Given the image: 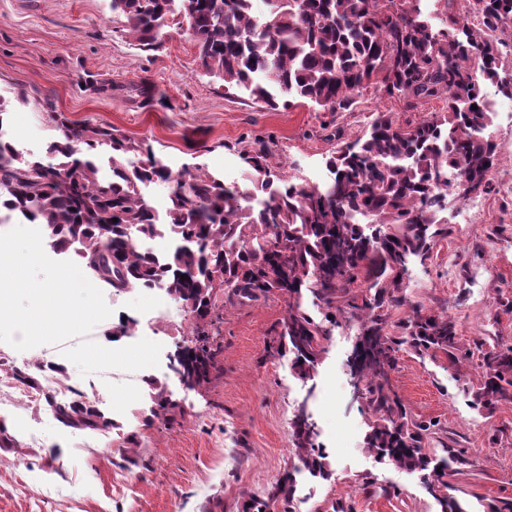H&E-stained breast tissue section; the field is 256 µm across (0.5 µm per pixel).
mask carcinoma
<instances>
[{"label":"carcinoma","mask_w":512,"mask_h":512,"mask_svg":"<svg viewBox=\"0 0 512 512\" xmlns=\"http://www.w3.org/2000/svg\"><path fill=\"white\" fill-rule=\"evenodd\" d=\"M110 2L112 15L141 49H156L164 28L184 27L205 75L270 109L306 103L344 112L368 86L413 104L444 101L442 111L409 127L379 113L327 160L333 179L320 188L295 182L272 165L264 143L240 149L249 178L228 185L200 167L175 173L149 144L108 124L75 123L62 112L52 113L59 135L44 154H24L4 138L7 109L0 99V212L41 225L46 244L73 252L100 288L161 286L189 306L193 347L175 350L170 371L194 388L210 384L217 370L222 297L287 298L274 342L278 352L294 354L302 378L329 336L303 309L304 295L338 314L355 312L359 339L372 345L355 364L372 417L365 447L400 469L422 473L440 512H470L448 492L447 480L466 460L451 448L443 461L433 459L425 450L431 424L417 419L382 380L402 345L442 354L452 365L469 356L451 318L409 306L404 275L409 259L430 258L436 238L448 235L439 219L448 195L463 198L472 184L488 187L497 161V144L488 134L490 96L512 99V74L503 69L508 43L501 38L512 0H466L472 26L457 0H438V28L423 0H262L266 10L259 16L254 0ZM259 170L262 179L250 178ZM157 183L173 185L161 213L145 197ZM370 218L374 223L361 225ZM138 237H169L175 246L159 255L138 247ZM406 306L410 313L395 336L389 319ZM481 368L472 405L492 410L511 403L512 346L484 354ZM147 384L153 402L147 421L162 420L171 408L167 385L153 378ZM45 398L67 427L97 432L113 426L91 401ZM292 429L300 465L266 498L251 499L249 512L292 501L297 473L330 477L315 427L296 415Z\"/></svg>","instance_id":"obj_1"}]
</instances>
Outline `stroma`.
Masks as SVG:
<instances>
[{
    "mask_svg": "<svg viewBox=\"0 0 512 512\" xmlns=\"http://www.w3.org/2000/svg\"><path fill=\"white\" fill-rule=\"evenodd\" d=\"M0 99L8 110L1 128L21 152H44L53 107L150 144L173 169L199 165L229 184L243 179L238 148L257 141L285 174L324 184L327 159L377 113L405 125L442 107L436 99L410 109L370 87L350 112L272 110L240 92L228 96L202 73L187 33L168 28L160 47L142 50L110 0H0ZM493 132L489 190L451 199L447 237L428 260L411 259L404 276L411 302L446 311L471 355L453 366L404 347L388 375L414 414L437 421L430 447L469 459L450 482L471 512L512 499V403L478 411L464 393L480 381L483 352L512 345V118L498 114ZM0 248L11 255L0 269V395L26 378L41 390L24 406L0 405L15 440L0 447V512H243L296 464L291 422L301 405L333 475L305 480L303 497L287 508L275 503L274 512H335L340 501L354 512H440L418 474L364 446L370 418L348 368L357 320L331 329L302 379L291 356L269 347L288 311L283 298L226 305L221 371L190 389L166 376L191 317L164 290L115 293L86 283L74 253L54 252L40 226L20 219L0 224ZM70 274L64 303L74 319L38 294ZM124 316L136 326L116 348L111 332ZM150 377L168 380L175 406L167 420H145ZM61 387L94 401L112 428L88 434L61 425L45 401ZM129 448L139 450L137 463L126 460Z\"/></svg>",
    "mask_w": 512,
    "mask_h": 512,
    "instance_id": "obj_1",
    "label": "stroma"
}]
</instances>
